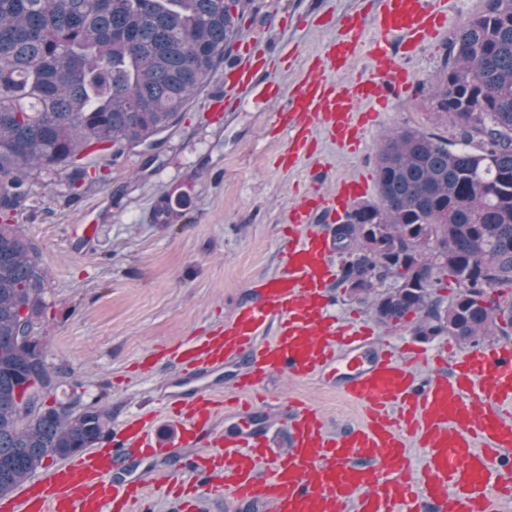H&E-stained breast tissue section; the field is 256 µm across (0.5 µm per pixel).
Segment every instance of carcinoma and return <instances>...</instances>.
I'll return each mask as SVG.
<instances>
[{
    "label": "carcinoma",
    "mask_w": 512,
    "mask_h": 512,
    "mask_svg": "<svg viewBox=\"0 0 512 512\" xmlns=\"http://www.w3.org/2000/svg\"><path fill=\"white\" fill-rule=\"evenodd\" d=\"M254 0H0V498L100 439L108 411L60 402L20 418L25 385L58 388L24 321L48 273L21 226L42 169L115 161L179 121L224 65ZM435 127L381 135L377 196L336 232L338 286L384 326L479 346L512 335V0H482L429 84Z\"/></svg>",
    "instance_id": "obj_1"
}]
</instances>
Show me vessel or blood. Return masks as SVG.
Returning a JSON list of instances; mask_svg holds the SVG:
<instances>
[{"label":"vessel or blood","mask_w":512,"mask_h":512,"mask_svg":"<svg viewBox=\"0 0 512 512\" xmlns=\"http://www.w3.org/2000/svg\"><path fill=\"white\" fill-rule=\"evenodd\" d=\"M447 22L432 0H376V6L343 20L322 60L291 94L263 77L262 57L236 52L224 92L211 100L212 121L256 95L275 107L283 127L296 133L284 156L299 155L313 128L355 148L376 111L411 87L404 57ZM368 49L371 74L340 87L327 72L345 70ZM369 111H361V104ZM367 192L364 180L341 182L334 193L295 202L279 274L259 280L256 297L222 328L193 336L172 352L189 388L174 392L168 417L175 426L162 443L153 419L120 426L108 447L90 449L52 466L0 503V512H146V477L155 460L178 459L195 449L187 503L247 501L266 512H500L512 499V343L499 341L455 358L450 369L420 381L408 348L396 362L381 350L370 327L337 326L327 315V284L335 277L334 244L317 230L318 210L338 213ZM346 363L340 393L363 407V419L346 432H331L321 414L289 406L288 444L273 445L263 413L265 382L285 372L304 378ZM233 369V399L208 385ZM245 420L223 430L222 418ZM424 450L419 475L408 466L411 443Z\"/></svg>","instance_id":"vessel-or-blood-1"}]
</instances>
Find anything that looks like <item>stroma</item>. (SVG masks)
I'll return each instance as SVG.
<instances>
[{
	"mask_svg": "<svg viewBox=\"0 0 512 512\" xmlns=\"http://www.w3.org/2000/svg\"><path fill=\"white\" fill-rule=\"evenodd\" d=\"M362 2L256 0L240 40L249 42L256 32L259 48H293V56L270 73L290 93L322 58L334 23L356 14ZM479 6L480 0H446L447 32L404 60L413 90L378 114L357 151L341 150L317 130L312 155H299L289 168L280 164L289 134L258 101L210 121V100L224 87L221 68L192 96L177 126L160 135L154 161L138 149L116 163L99 157L101 181L83 184L75 194L68 175L48 169L36 175L34 209L15 221L48 273V309L39 334L61 385L47 404L101 406L116 425L154 411L158 435L168 439L173 429L159 410L178 383L171 350L222 325L252 300L254 282L279 271L289 208L299 197L331 193L343 179L374 181L381 134L405 125L431 128L430 103L420 87L433 79L449 33ZM306 9L326 16V23H300L297 15ZM164 199L172 213L160 224L155 209ZM329 301L336 319L374 325L395 351L411 344L428 354L445 347L465 351L445 336L424 340L405 326L375 324L367 306L343 289L330 288ZM266 389L281 402L314 405L339 432L362 416L331 376L283 373L269 379Z\"/></svg>",
	"mask_w": 512,
	"mask_h": 512,
	"instance_id": "35a3bbf8",
	"label": "stroma"
}]
</instances>
